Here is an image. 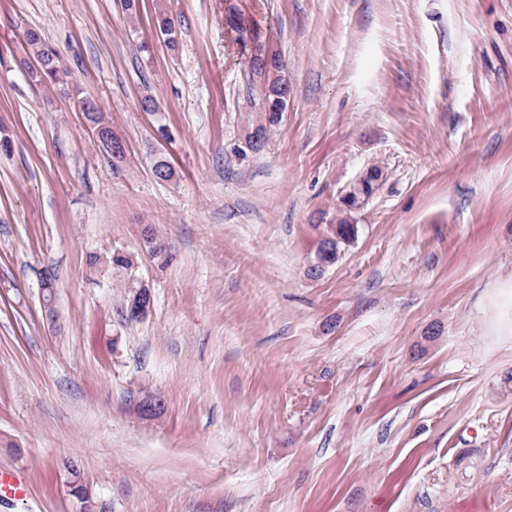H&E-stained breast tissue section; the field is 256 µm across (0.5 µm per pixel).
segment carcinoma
Here are the masks:
<instances>
[{
	"label": "carcinoma",
	"instance_id": "obj_1",
	"mask_svg": "<svg viewBox=\"0 0 512 512\" xmlns=\"http://www.w3.org/2000/svg\"><path fill=\"white\" fill-rule=\"evenodd\" d=\"M224 21L234 33L238 60L247 86L251 88L258 82L266 86L262 103L265 117L250 125V130L254 131V134L245 139V147L238 148L243 155L248 150L259 152L269 140L271 127L278 123L281 113L288 107V84L280 78H270V73L279 68V60L269 54V38L258 26L245 24L232 0H224ZM155 27L170 49H175L179 33L174 19L164 11L159 12L155 15ZM25 39L29 53L35 60V65L28 70L30 81L70 98L75 109L82 112L90 127L98 129L110 126L100 104L90 97L81 95V92L71 85L68 72L58 58L53 56V50L42 43L39 35L29 31ZM152 173L165 182L174 180L176 176V170L165 156L155 158ZM381 176L382 171L379 167L368 168L359 181L350 186L341 197L339 218L337 223L328 225L316 261L308 269L309 277H321L327 268L336 264L343 247L357 238L358 225L353 223L352 213L360 209L366 199L374 193ZM143 239L151 255L162 257L168 253L169 244L157 235L152 226L144 228ZM108 263L115 268L129 270L136 265L137 259L129 253L114 251L108 257ZM127 288L124 316L128 320L139 321L141 317L137 309L148 303L147 289L142 287V283L134 281L129 282Z\"/></svg>",
	"mask_w": 512,
	"mask_h": 512
}]
</instances>
